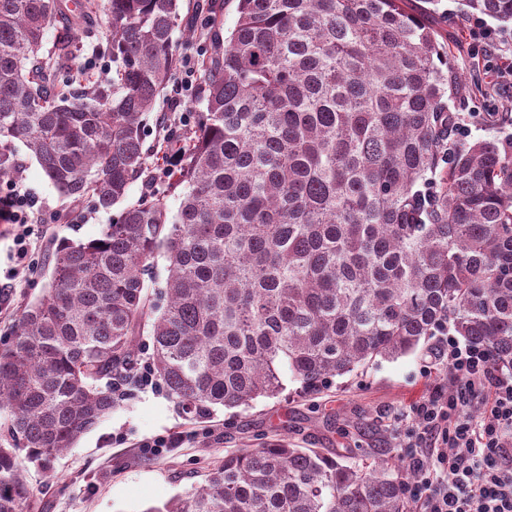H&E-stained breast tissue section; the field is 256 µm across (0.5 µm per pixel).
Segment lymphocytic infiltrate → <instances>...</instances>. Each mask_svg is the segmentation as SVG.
Returning <instances> with one entry per match:
<instances>
[{
	"label": "lymphocytic infiltrate",
	"instance_id": "1",
	"mask_svg": "<svg viewBox=\"0 0 512 512\" xmlns=\"http://www.w3.org/2000/svg\"><path fill=\"white\" fill-rule=\"evenodd\" d=\"M40 213L37 198L17 184L0 190V219L14 226L0 294L35 269V246L47 233ZM438 359L451 390L431 392L405 415L411 512H512V367L451 335L441 338Z\"/></svg>",
	"mask_w": 512,
	"mask_h": 512
}]
</instances>
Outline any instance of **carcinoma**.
Wrapping results in <instances>:
<instances>
[{
	"instance_id": "carcinoma-1",
	"label": "carcinoma",
	"mask_w": 512,
	"mask_h": 512,
	"mask_svg": "<svg viewBox=\"0 0 512 512\" xmlns=\"http://www.w3.org/2000/svg\"><path fill=\"white\" fill-rule=\"evenodd\" d=\"M512 24V0H462ZM407 0H210L186 34L204 110L167 189L87 242L64 239L45 294L0 346V512L112 413L152 340L178 412L309 391L448 330L512 365V147L454 144L463 85ZM182 0H0V178L27 148L64 197L109 211L147 170L145 130L179 63ZM55 28L48 52L46 33ZM103 59L108 75L84 61ZM181 188L176 212L170 193ZM168 262L153 304L144 275ZM403 465L279 441L224 455L145 512H404Z\"/></svg>"
}]
</instances>
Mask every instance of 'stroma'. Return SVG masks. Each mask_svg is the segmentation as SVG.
Returning <instances> with one entry per match:
<instances>
[{
	"label": "stroma",
	"mask_w": 512,
	"mask_h": 512,
	"mask_svg": "<svg viewBox=\"0 0 512 512\" xmlns=\"http://www.w3.org/2000/svg\"><path fill=\"white\" fill-rule=\"evenodd\" d=\"M456 0H441L429 22L440 40L452 44L454 64L464 90L450 103L470 140L512 137V83L485 69L481 57L469 54V32L474 17L456 13ZM196 101L174 110L169 92L158 96L144 143L151 173L162 160L156 150L167 130H180L182 112H198ZM19 167L15 177L21 189L38 196L50 229L39 251L46 264L62 239L85 241L99 237L111 213L90 203L63 198L39 164L23 146H16ZM46 280L41 274L23 279L8 308L0 310V345L11 339L17 315L27 303L40 298ZM431 350L396 360L381 361L363 374L340 379L338 384L307 393L296 383L275 399L257 400L236 415L217 411L210 422L197 424L179 414L160 386L131 385L112 414L86 434L75 448L61 455L52 471L27 461L23 467L32 492L31 512H146L183 494L224 461L227 452L253 448L279 439L301 448H359L367 455L399 459L402 438L396 424L403 412L448 379L434 370ZM182 433L179 447L152 454L147 441Z\"/></svg>",
	"instance_id": "obj_1"
}]
</instances>
